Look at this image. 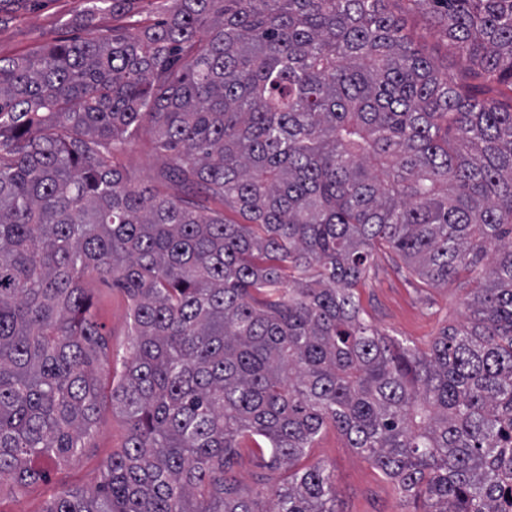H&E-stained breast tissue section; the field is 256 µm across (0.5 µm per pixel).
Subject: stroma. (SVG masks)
Masks as SVG:
<instances>
[{
    "label": "stroma",
    "instance_id": "obj_1",
    "mask_svg": "<svg viewBox=\"0 0 512 512\" xmlns=\"http://www.w3.org/2000/svg\"><path fill=\"white\" fill-rule=\"evenodd\" d=\"M389 7L400 14L405 31L440 71L458 74L461 60L440 27L430 18L404 10L400 0ZM82 0H0V58L33 53L44 43L81 36L86 25L110 27L112 16L83 13ZM122 170L135 181H160L163 158L155 151L148 130H141L120 157ZM82 286L106 344L103 378L120 371L128 355L131 335L130 301L126 293L97 274L87 275ZM473 288L467 278L432 286L407 277L391 255L372 262L369 276L358 289L370 321L383 333L407 344L427 345L444 327L463 321ZM128 437L125 418L103 398L95 430L85 448L62 466L49 467L47 479L22 490H0V512H42L45 500L56 491L92 488L104 463L122 449ZM332 468L336 479L338 512H415L417 505L405 500L377 469L350 448L334 427L323 429L305 459ZM233 472L251 491L270 492L282 484L287 468H268L265 459L241 449Z\"/></svg>",
    "mask_w": 512,
    "mask_h": 512
}]
</instances>
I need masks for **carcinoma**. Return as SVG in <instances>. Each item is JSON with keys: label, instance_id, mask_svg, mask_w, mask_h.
<instances>
[{"label": "carcinoma", "instance_id": "cac0c4a2", "mask_svg": "<svg viewBox=\"0 0 512 512\" xmlns=\"http://www.w3.org/2000/svg\"><path fill=\"white\" fill-rule=\"evenodd\" d=\"M389 2L171 0L0 58V488L78 455L108 396L125 446L44 512H337L333 471L296 467L327 425L420 512L512 507V0H401L457 76ZM144 125L182 195L117 164ZM390 250L477 282L425 350L363 317ZM92 272L131 302L108 384ZM244 438L288 467L269 508L231 475ZM170 2L166 0H136L131 3L123 23L144 26L158 21ZM388 7L399 14L408 33L422 52L428 56L435 67L448 74H458L461 60L456 50L448 43L440 27L421 13L409 12L399 2L391 1Z\"/></svg>", "mask_w": 512, "mask_h": 512}]
</instances>
